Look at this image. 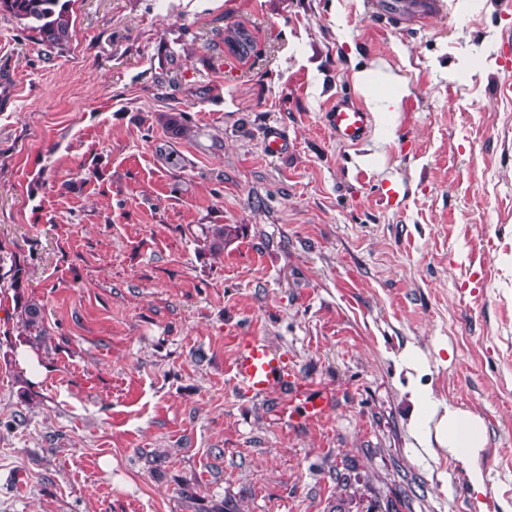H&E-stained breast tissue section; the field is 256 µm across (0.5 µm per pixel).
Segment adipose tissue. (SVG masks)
I'll list each match as a JSON object with an SVG mask.
<instances>
[{
	"label": "adipose tissue",
	"instance_id": "1",
	"mask_svg": "<svg viewBox=\"0 0 512 512\" xmlns=\"http://www.w3.org/2000/svg\"><path fill=\"white\" fill-rule=\"evenodd\" d=\"M366 104L371 112L392 114L408 89L405 84L391 82L372 70H361L354 74ZM414 419L427 422L428 428L421 434L424 446L438 444L447 448L449 454L460 464L468 475L474 491L484 488L482 469L476 465L478 453L486 443L483 424L480 418L453 408L438 409L424 394L415 393Z\"/></svg>",
	"mask_w": 512,
	"mask_h": 512
}]
</instances>
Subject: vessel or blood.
Here are the masks:
<instances>
[{
  "instance_id": "1",
  "label": "vessel or blood",
  "mask_w": 512,
  "mask_h": 512,
  "mask_svg": "<svg viewBox=\"0 0 512 512\" xmlns=\"http://www.w3.org/2000/svg\"><path fill=\"white\" fill-rule=\"evenodd\" d=\"M326 121L338 141L357 145L370 133L372 114L353 100L340 97L332 103ZM231 372L239 387L254 394L275 387L287 389L288 396L280 406L281 411L302 409L307 420L323 418L329 411L328 397L292 378L284 356L259 337H236Z\"/></svg>"
}]
</instances>
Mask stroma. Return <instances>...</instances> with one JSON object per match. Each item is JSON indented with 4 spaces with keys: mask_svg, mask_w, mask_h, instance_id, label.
Listing matches in <instances>:
<instances>
[{
    "mask_svg": "<svg viewBox=\"0 0 512 512\" xmlns=\"http://www.w3.org/2000/svg\"><path fill=\"white\" fill-rule=\"evenodd\" d=\"M441 2L408 28L366 0H74L61 48L0 13V512H370L401 489L411 512L512 506V13ZM365 67L408 93L347 146L325 114L364 103ZM208 224L238 236L200 249ZM249 335L329 394L326 418L235 384ZM415 389L482 419L483 492L418 445ZM18 323L24 331L30 333V338L35 341L45 342L48 336H46V329L44 327L43 313L41 307L36 302H25L20 306L18 311ZM35 336H31V334Z\"/></svg>",
    "mask_w": 512,
    "mask_h": 512,
    "instance_id": "stroma-1",
    "label": "stroma"
}]
</instances>
